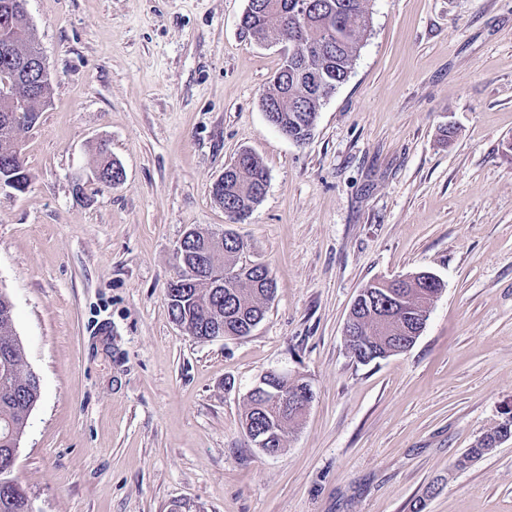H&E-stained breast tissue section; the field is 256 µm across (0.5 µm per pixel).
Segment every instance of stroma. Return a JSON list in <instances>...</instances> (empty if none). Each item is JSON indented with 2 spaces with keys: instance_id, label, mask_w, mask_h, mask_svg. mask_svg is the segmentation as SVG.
Wrapping results in <instances>:
<instances>
[{
  "instance_id": "35a3bbf8",
  "label": "stroma",
  "mask_w": 512,
  "mask_h": 512,
  "mask_svg": "<svg viewBox=\"0 0 512 512\" xmlns=\"http://www.w3.org/2000/svg\"><path fill=\"white\" fill-rule=\"evenodd\" d=\"M246 5L27 2L52 93L27 189L0 190V290L41 385L32 512H412L433 483L423 512H512L511 439L454 467L512 414V0H370L302 144L265 119L283 47ZM244 150L268 186L232 224L212 186ZM228 226L276 291L249 335L200 340L168 314L175 250ZM420 271L444 288L414 345L355 362L360 289ZM270 369L315 393L275 456L242 427Z\"/></svg>"
}]
</instances>
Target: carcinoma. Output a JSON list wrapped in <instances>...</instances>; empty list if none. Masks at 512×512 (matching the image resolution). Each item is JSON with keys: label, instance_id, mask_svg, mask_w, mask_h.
<instances>
[{"label": "carcinoma", "instance_id": "obj_1", "mask_svg": "<svg viewBox=\"0 0 512 512\" xmlns=\"http://www.w3.org/2000/svg\"><path fill=\"white\" fill-rule=\"evenodd\" d=\"M297 0H256L260 9L241 19L242 29L255 41L272 39L297 46L305 59L304 70L288 73V83L273 84L263 95L280 103V122L274 124L282 134L298 143L311 135L324 97L343 84L353 67L361 42L370 26V0H314L308 20L295 15ZM38 50L30 24H17L6 38H0V76L26 80L19 67L20 53ZM7 113L0 111V179L28 186L19 135L25 127L10 130ZM268 173L250 152L244 151L225 168L222 183L213 186V197L225 210L250 215L265 195ZM245 245L233 233L224 237L223 252L208 257L207 265L184 271L187 286L168 296V313L179 319L186 332L196 338L222 326L224 336L249 335L264 319L266 306L273 298L276 283L268 266L244 263L240 255ZM443 290V283L422 285L407 283L400 289L402 301L387 304L379 299L375 308L394 309V328L383 332L377 328L369 310L352 308L348 323L356 336L345 339L350 354L363 344L382 342L391 347L416 332L427 321L430 307ZM41 396L40 380L27 369L22 345L17 337L9 296L0 291V512H29V500L14 476L10 465V448L20 441L32 409ZM299 420L288 411L278 413L263 405L254 394L247 396L242 417L246 434L259 429L273 432V447L282 451L288 428Z\"/></svg>", "mask_w": 512, "mask_h": 512}]
</instances>
